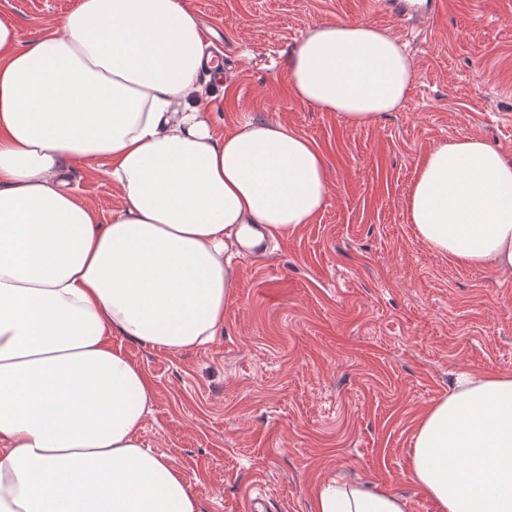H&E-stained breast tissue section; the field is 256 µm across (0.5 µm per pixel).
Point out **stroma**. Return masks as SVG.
<instances>
[{"label": "stroma", "instance_id": "1", "mask_svg": "<svg viewBox=\"0 0 512 512\" xmlns=\"http://www.w3.org/2000/svg\"><path fill=\"white\" fill-rule=\"evenodd\" d=\"M77 0H0L21 42L57 28ZM224 69L217 130L262 117L310 138L332 190L262 259L236 254V286L214 340L181 353L113 337L155 395L145 443L192 482L201 512H310L331 479L376 486L436 512L408 476L421 412L456 377L512 375V276L455 265L416 236L405 195L438 143L479 137L512 155V0H446L427 24L394 22L372 0H187ZM366 22L407 43L409 96L350 127L298 102L287 58L310 25ZM71 183L101 214L124 201L103 172Z\"/></svg>", "mask_w": 512, "mask_h": 512}]
</instances>
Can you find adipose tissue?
<instances>
[{
    "mask_svg": "<svg viewBox=\"0 0 512 512\" xmlns=\"http://www.w3.org/2000/svg\"><path fill=\"white\" fill-rule=\"evenodd\" d=\"M185 0H78L21 43L0 18V512H200L145 444L154 385L123 348L184 352L222 332L232 247L285 238L331 190L306 135L264 118L217 132L224 80ZM295 99L344 124L407 99L406 44L369 23L308 27ZM98 168L124 200L99 215L71 186ZM418 238L512 274V156L478 137L432 147L405 199ZM410 478L437 512H512V376L462 378L413 434ZM312 512H407L397 495L324 484Z\"/></svg>",
    "mask_w": 512,
    "mask_h": 512,
    "instance_id": "adipose-tissue-1",
    "label": "adipose tissue"
}]
</instances>
